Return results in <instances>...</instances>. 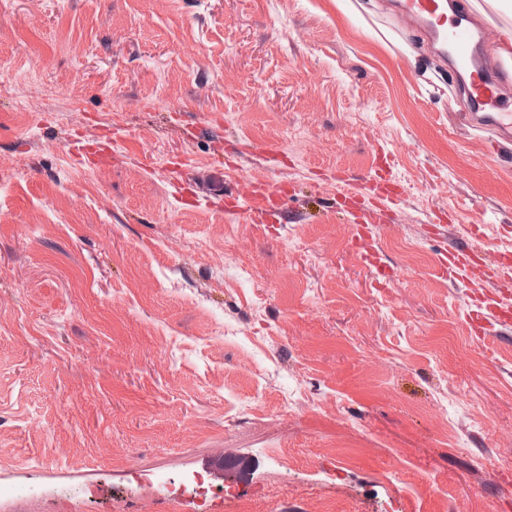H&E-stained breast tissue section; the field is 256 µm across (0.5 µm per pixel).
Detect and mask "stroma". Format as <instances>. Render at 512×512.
<instances>
[{
  "label": "stroma",
  "mask_w": 512,
  "mask_h": 512,
  "mask_svg": "<svg viewBox=\"0 0 512 512\" xmlns=\"http://www.w3.org/2000/svg\"><path fill=\"white\" fill-rule=\"evenodd\" d=\"M479 50L512 16L462 0ZM402 0H0V512H512V336L466 330L435 216L512 250V153ZM280 224L191 199L212 166ZM401 199L362 247L347 183ZM499 458L483 466L482 453ZM193 503L197 506L195 512H208L207 507L211 497V486L207 476L201 472H193L188 479Z\"/></svg>",
  "instance_id": "stroma-1"
}]
</instances>
